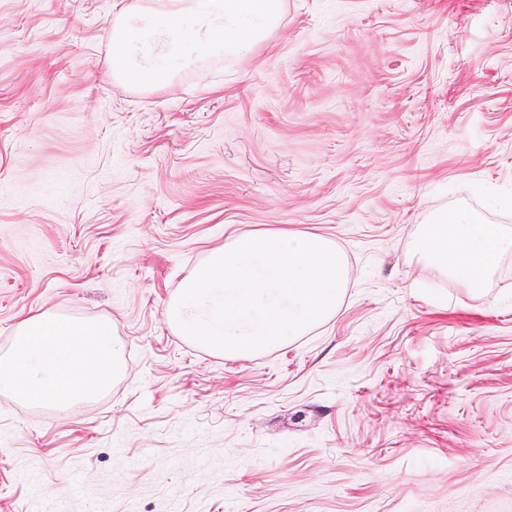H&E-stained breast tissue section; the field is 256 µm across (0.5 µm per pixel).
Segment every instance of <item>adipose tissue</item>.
Segmentation results:
<instances>
[{
    "label": "adipose tissue",
    "instance_id": "obj_1",
    "mask_svg": "<svg viewBox=\"0 0 512 512\" xmlns=\"http://www.w3.org/2000/svg\"><path fill=\"white\" fill-rule=\"evenodd\" d=\"M414 256L472 292L486 287L496 257L512 252V229L482 223L464 209H444L421 225ZM123 372L120 342L106 320L33 312L0 355V389L39 403L69 404L107 392Z\"/></svg>",
    "mask_w": 512,
    "mask_h": 512
}]
</instances>
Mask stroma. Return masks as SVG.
Here are the masks:
<instances>
[{"label": "stroma", "instance_id": "1", "mask_svg": "<svg viewBox=\"0 0 512 512\" xmlns=\"http://www.w3.org/2000/svg\"><path fill=\"white\" fill-rule=\"evenodd\" d=\"M0 0V353L31 311L108 319L103 395L0 391V512H512V267L411 253L461 207L512 228V0H284L252 59L110 75L128 4ZM312 230L330 319L246 359L170 328L209 249Z\"/></svg>", "mask_w": 512, "mask_h": 512}]
</instances>
